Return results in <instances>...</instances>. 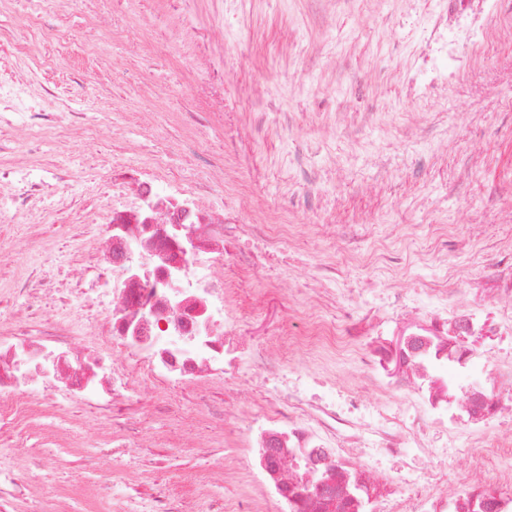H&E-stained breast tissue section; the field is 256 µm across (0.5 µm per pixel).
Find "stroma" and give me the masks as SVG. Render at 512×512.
<instances>
[{
	"label": "stroma",
	"instance_id": "obj_1",
	"mask_svg": "<svg viewBox=\"0 0 512 512\" xmlns=\"http://www.w3.org/2000/svg\"><path fill=\"white\" fill-rule=\"evenodd\" d=\"M41 112L32 138L0 124V240L51 247L62 276L93 262L82 227L112 204V166L224 181L228 224H286L281 253L256 252L229 305L247 345L271 346L313 314L312 288L349 304L365 339L398 335L431 289L486 318L512 264V0H0V113ZM40 191L18 221L25 182ZM195 415L181 433L167 406ZM82 408L29 432L26 499L61 512H120L97 470L132 490L250 496L280 512L218 434L196 394L152 390L133 448Z\"/></svg>",
	"mask_w": 512,
	"mask_h": 512
}]
</instances>
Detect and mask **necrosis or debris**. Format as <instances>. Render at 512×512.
<instances>
[{"mask_svg":"<svg viewBox=\"0 0 512 512\" xmlns=\"http://www.w3.org/2000/svg\"><path fill=\"white\" fill-rule=\"evenodd\" d=\"M112 184L137 204H113L103 223L90 225L97 250L90 287L62 286L43 269L15 289L21 306L0 304V430L14 431L13 454H28L18 423L35 415L62 419L83 406L107 421L113 447L126 448L146 414L144 387L174 393L218 381L237 397L247 378L260 415L241 428L242 466L288 512H364L371 502L378 512H512V448L490 453L480 437L462 447L425 440L426 428L459 416L471 426L512 416V362L479 368L464 311L440 304L427 311L425 329L396 347L365 349L349 317L322 314L276 347L245 355L239 318L227 305L224 241L259 236L281 244L286 232L225 223L207 204L206 185L184 188L176 178L119 166ZM49 291L59 293L61 314L43 310ZM85 324L96 346L76 344ZM314 347L356 355L361 375L383 371L372 388L381 408L307 396L306 355ZM397 398L412 424L393 414ZM448 467L468 471L470 495L448 497ZM102 481L121 497L123 512H196L188 497L130 494L112 470Z\"/></svg>","mask_w":512,"mask_h":512,"instance_id":"4bbe7bcc","label":"necrosis or debris"}]
</instances>
